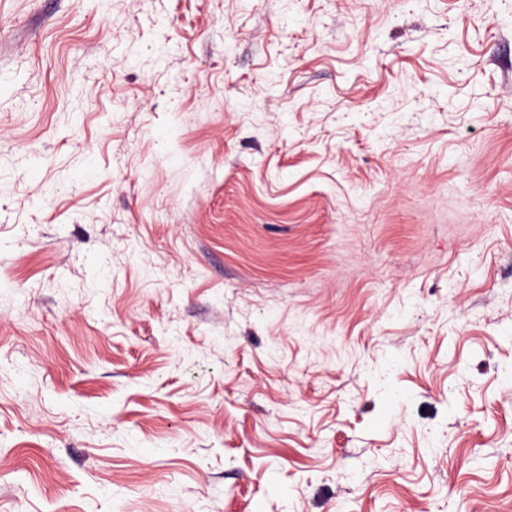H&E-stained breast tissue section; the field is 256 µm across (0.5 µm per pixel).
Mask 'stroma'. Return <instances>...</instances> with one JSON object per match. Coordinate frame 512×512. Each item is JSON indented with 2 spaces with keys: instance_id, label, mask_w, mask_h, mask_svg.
<instances>
[{
  "instance_id": "1",
  "label": "stroma",
  "mask_w": 512,
  "mask_h": 512,
  "mask_svg": "<svg viewBox=\"0 0 512 512\" xmlns=\"http://www.w3.org/2000/svg\"><path fill=\"white\" fill-rule=\"evenodd\" d=\"M0 512H512V0H0Z\"/></svg>"
}]
</instances>
